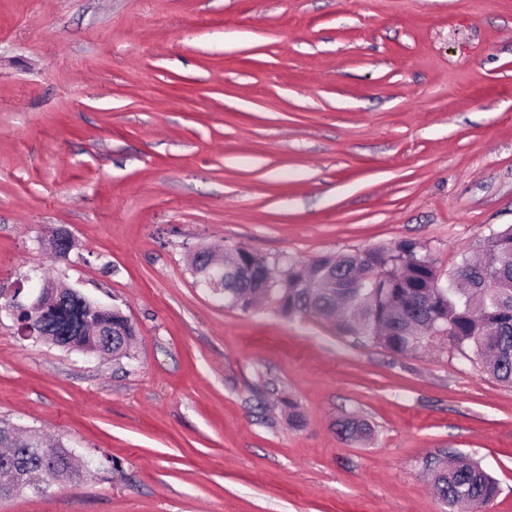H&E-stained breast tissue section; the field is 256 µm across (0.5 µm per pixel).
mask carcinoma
<instances>
[{
  "mask_svg": "<svg viewBox=\"0 0 512 512\" xmlns=\"http://www.w3.org/2000/svg\"><path fill=\"white\" fill-rule=\"evenodd\" d=\"M481 258H468L443 277L434 263L419 264L421 252L413 242L368 248L345 254L319 256L307 263L284 261L273 271L280 287L266 288L271 264L263 256L240 249L224 255V263L245 266L255 280L222 276L224 304L247 310L266 299L287 315L296 314L331 323L348 336H357L403 354L434 339L445 330L452 345L466 356L473 353L498 380L512 384V226L495 232L480 245ZM76 303L38 313L13 304L28 336L47 341L46 335L72 332L70 321ZM77 344L98 345L94 335L97 317L85 314ZM134 335L130 324L112 326V356L127 355ZM347 438H364L370 426L349 419L340 424ZM42 466L56 470L57 480L78 476L72 451L49 444L35 430L21 432L0 420V497L17 492L3 472L7 468L23 477ZM433 489L450 507L466 503L484 508L498 493L495 479L478 463L458 460L433 473Z\"/></svg>",
  "mask_w": 512,
  "mask_h": 512,
  "instance_id": "1",
  "label": "carcinoma"
}]
</instances>
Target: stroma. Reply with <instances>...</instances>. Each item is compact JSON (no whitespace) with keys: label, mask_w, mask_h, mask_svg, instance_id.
<instances>
[{"label":"stroma","mask_w":512,"mask_h":512,"mask_svg":"<svg viewBox=\"0 0 512 512\" xmlns=\"http://www.w3.org/2000/svg\"><path fill=\"white\" fill-rule=\"evenodd\" d=\"M510 225L512 0H0V419L87 464L0 512H445L450 456L512 512V386L480 360L190 270L410 240L445 272ZM44 280L128 316L130 357L20 335Z\"/></svg>","instance_id":"obj_1"}]
</instances>
